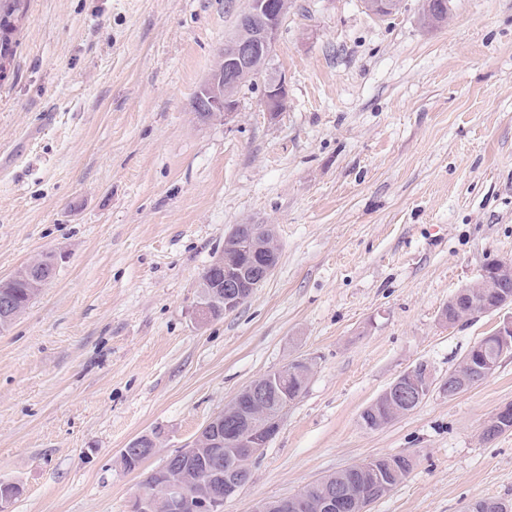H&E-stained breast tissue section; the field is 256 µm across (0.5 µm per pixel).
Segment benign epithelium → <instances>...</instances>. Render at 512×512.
Returning <instances> with one entry per match:
<instances>
[{"instance_id":"obj_1","label":"benign epithelium","mask_w":512,"mask_h":512,"mask_svg":"<svg viewBox=\"0 0 512 512\" xmlns=\"http://www.w3.org/2000/svg\"><path fill=\"white\" fill-rule=\"evenodd\" d=\"M289 6L290 0H245V6L240 11L241 35L236 39L231 52L219 54L209 78L195 94L193 110L200 121L222 120L227 123L237 115V82L243 76L256 79L262 77V68L273 55ZM262 104L271 121L286 110V78L264 79ZM262 238L277 239L272 225L237 224L226 234L224 250L208 266V273L213 279L224 281V289L201 292L195 308V319L199 324L204 325L219 314L237 309L271 275L279 261L276 253L263 257L262 262L251 267L239 265L235 258L237 250L245 249L252 253L265 251L260 243ZM510 286L512 259H501L494 266L485 267L477 280L453 294L448 299V306L442 310V318L451 325L478 314V299L485 288L497 289L499 303L496 308L512 307V290H508ZM489 338L494 345L492 359L486 361L477 356L468 361V365L483 378L493 372L504 354L512 352V317L504 320ZM296 372V362L291 361L279 370L276 379L258 378L241 390L254 402L265 406L263 419L256 420L244 412L236 396L210 420L209 425L216 428L233 418L244 421L245 427L238 435L237 443L243 447L246 461H230L223 469L215 468L210 481L197 485L190 481L187 469L193 464L204 462L206 458L220 461L224 454L220 442H215L213 448H200L194 440L164 460L159 470L167 474L164 491L168 512H222L224 501L235 496L250 481L252 462L263 453L280 430L283 416L291 404L288 380ZM474 380L475 377L470 374H448V396L453 397L468 390ZM433 382L431 368L424 362L418 363L401 374L371 405L387 402L408 413L428 395ZM492 427L512 430V403L496 410L485 424L487 430ZM146 442L152 444L150 454H155L159 447V435L153 432L132 440L122 449L121 458L129 459L132 454L144 448ZM159 503L160 496L155 488L146 485L133 499L131 512H162ZM370 505L371 502L357 494L352 483L345 478L342 484L317 502L307 499V489L304 488L287 498L262 501L252 512H304L310 507L317 508L318 512H368Z\"/></svg>"}]
</instances>
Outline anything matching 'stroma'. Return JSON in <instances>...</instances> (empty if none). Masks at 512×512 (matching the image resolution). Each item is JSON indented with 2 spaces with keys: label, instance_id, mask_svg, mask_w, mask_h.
Segmentation results:
<instances>
[{
  "label": "stroma",
  "instance_id": "1",
  "mask_svg": "<svg viewBox=\"0 0 512 512\" xmlns=\"http://www.w3.org/2000/svg\"><path fill=\"white\" fill-rule=\"evenodd\" d=\"M243 0H26L0 79V279L61 253L0 334V481L9 512H130L147 474L253 380L313 358L303 393L223 512L373 457L409 475L369 512L512 500V354L444 385L506 310L448 325L449 297L512 259V0H292L270 74L276 121L243 88L228 123L193 98ZM271 224L279 262L235 311L198 325L201 274L237 224ZM428 363L434 386L377 430L360 415ZM160 432L130 471L121 451ZM262 104L268 119L276 120L288 106V83L285 76L267 77L264 80Z\"/></svg>",
  "mask_w": 512,
  "mask_h": 512
}]
</instances>
